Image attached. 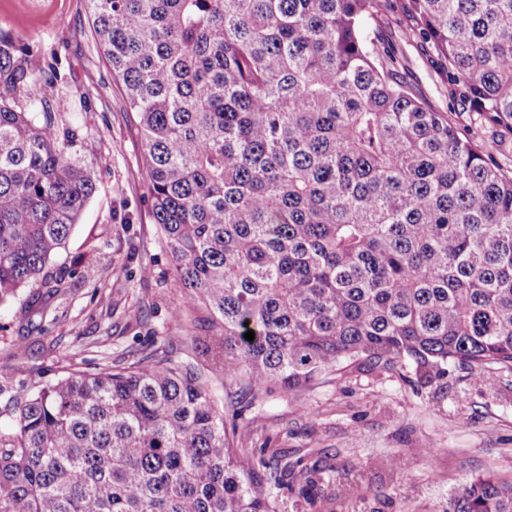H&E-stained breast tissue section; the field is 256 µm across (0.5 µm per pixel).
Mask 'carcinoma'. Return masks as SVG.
I'll list each match as a JSON object with an SVG mask.
<instances>
[{
	"instance_id": "obj_1",
	"label": "carcinoma",
	"mask_w": 512,
	"mask_h": 512,
	"mask_svg": "<svg viewBox=\"0 0 512 512\" xmlns=\"http://www.w3.org/2000/svg\"><path fill=\"white\" fill-rule=\"evenodd\" d=\"M136 114L172 288L208 314L202 361L130 353L20 384L0 512H281L303 459L234 447V404L357 360L512 373V168L426 106L380 50L383 0H89ZM453 100L512 132V0H405ZM57 72L0 28V305L57 292L96 192L49 109ZM254 331V341L244 334ZM446 512H512L477 479Z\"/></svg>"
}]
</instances>
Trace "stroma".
Here are the masks:
<instances>
[{
    "mask_svg": "<svg viewBox=\"0 0 512 512\" xmlns=\"http://www.w3.org/2000/svg\"><path fill=\"white\" fill-rule=\"evenodd\" d=\"M389 15L382 37L397 46L398 68L420 100L449 110L460 136L512 159L511 132L454 110L440 58L404 36L400 0ZM0 27L57 62L53 110L76 130L71 152L97 182L59 258L76 275L47 298L43 315L28 313L25 290L0 306V370L12 375L0 385L5 427L17 381L47 368L90 370L137 350L182 356L206 323L170 286L135 115L94 39L87 0H0ZM242 419L248 429L237 447L264 446L307 465L317 496L303 512H444L467 480L512 481L511 374L489 390L453 364L438 375L408 361L383 368L360 360L295 392L263 388ZM394 456L402 473L384 465Z\"/></svg>",
    "mask_w": 512,
    "mask_h": 512,
    "instance_id": "35a3bbf8",
    "label": "stroma"
}]
</instances>
